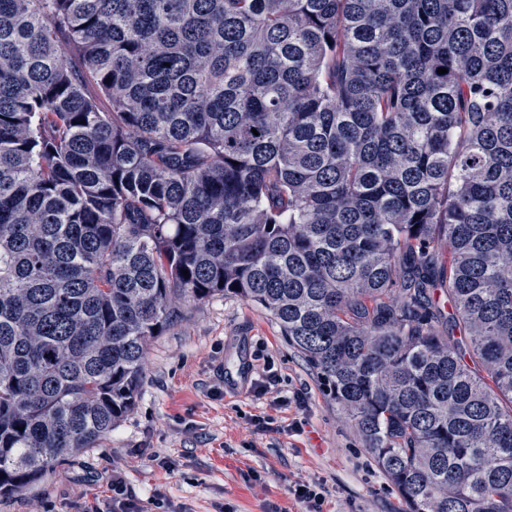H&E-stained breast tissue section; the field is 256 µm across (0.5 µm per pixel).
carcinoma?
<instances>
[{"mask_svg":"<svg viewBox=\"0 0 512 512\" xmlns=\"http://www.w3.org/2000/svg\"><path fill=\"white\" fill-rule=\"evenodd\" d=\"M216 296L404 512H512V0H0V497Z\"/></svg>","mask_w":512,"mask_h":512,"instance_id":"1","label":"carcinoma"}]
</instances>
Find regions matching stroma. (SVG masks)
<instances>
[{
  "mask_svg": "<svg viewBox=\"0 0 512 512\" xmlns=\"http://www.w3.org/2000/svg\"><path fill=\"white\" fill-rule=\"evenodd\" d=\"M266 365L279 383L259 397ZM256 415L266 428L255 429ZM156 454L171 469L153 462ZM116 467L136 499L161 495L177 512H300L288 487L311 480L323 483L327 512L405 509L270 315L233 297L190 306L153 339L133 410L99 447L0 498V512H84L109 500Z\"/></svg>",
  "mask_w": 512,
  "mask_h": 512,
  "instance_id": "obj_1",
  "label": "stroma"
}]
</instances>
